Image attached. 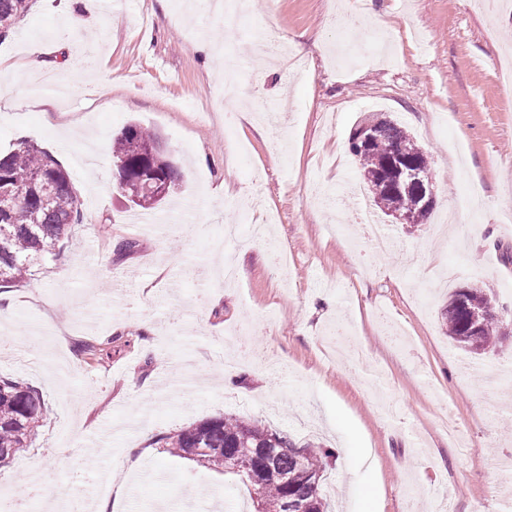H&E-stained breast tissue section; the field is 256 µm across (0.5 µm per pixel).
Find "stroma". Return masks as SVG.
<instances>
[{
    "instance_id": "35a3bbf8",
    "label": "stroma",
    "mask_w": 512,
    "mask_h": 512,
    "mask_svg": "<svg viewBox=\"0 0 512 512\" xmlns=\"http://www.w3.org/2000/svg\"><path fill=\"white\" fill-rule=\"evenodd\" d=\"M60 0H34L0 40V149L31 139L69 173L83 221L34 280L0 290L13 307L0 377L28 383L48 409L30 448L0 472V496L33 482L55 498L121 489L110 512H246L241 479L159 448L163 435L232 414L327 452L328 512H502L512 458V329L494 351L453 347L448 295L483 289L512 317V92L496 74L512 55V0H253L232 36L207 0H131L120 10L73 0L86 24L53 40ZM303 45L289 77L258 35ZM221 43L245 61L243 107L218 102L224 78L196 51ZM65 83L28 102L16 68L29 53ZM386 113L430 161L431 221L389 225L397 247L367 257L349 191L351 131ZM156 131L183 173L131 231L112 190L113 138L129 121ZM280 155L271 163V155ZM223 187L224 200L209 192ZM276 215L269 240L240 247L223 227L248 206ZM136 248L117 255V240ZM232 256L240 273L213 269ZM54 345L45 367L25 337ZM149 446L129 464L125 450Z\"/></svg>"
}]
</instances>
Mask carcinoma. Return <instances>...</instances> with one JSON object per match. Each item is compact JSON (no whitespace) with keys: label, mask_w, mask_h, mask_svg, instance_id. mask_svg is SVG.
Wrapping results in <instances>:
<instances>
[{"label":"carcinoma","mask_w":512,"mask_h":512,"mask_svg":"<svg viewBox=\"0 0 512 512\" xmlns=\"http://www.w3.org/2000/svg\"><path fill=\"white\" fill-rule=\"evenodd\" d=\"M31 0H0V35L9 32L30 9ZM361 172L379 190L371 192L374 205L383 214L396 211L417 213L427 220L430 211H420L411 189H387L390 159L399 154L420 170L428 165L424 151L409 132L388 119L368 141L357 146ZM112 162L125 180V200L133 209L149 210L163 198L144 205L147 192L157 179L178 185L182 174L164 153L160 136L138 122L126 125L112 142ZM81 219L77 192L68 172L36 142L23 141L8 152H0V287L33 279L38 261L52 254L71 225ZM491 300L480 288H458L448 297L442 313L448 338L470 354L482 355L496 346L502 322L490 316L478 333L470 330L468 316L489 311ZM45 400L32 387L0 378V467L29 447ZM162 447L177 457L188 458L209 470L233 473L249 479L254 455L261 448L290 447L277 457V468L288 474L298 469L312 476L325 471V453L310 445L295 448L288 434L234 415L211 418L160 438ZM263 512H286L285 501L297 497L311 500V512H326L320 486L300 480L287 487L268 478L254 486Z\"/></svg>","instance_id":"1"}]
</instances>
